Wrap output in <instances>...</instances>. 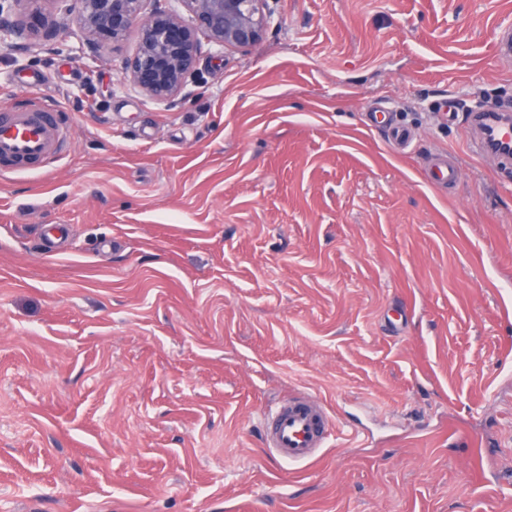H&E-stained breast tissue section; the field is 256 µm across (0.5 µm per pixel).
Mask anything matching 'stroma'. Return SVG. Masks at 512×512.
<instances>
[{
  "instance_id": "stroma-1",
  "label": "stroma",
  "mask_w": 512,
  "mask_h": 512,
  "mask_svg": "<svg viewBox=\"0 0 512 512\" xmlns=\"http://www.w3.org/2000/svg\"><path fill=\"white\" fill-rule=\"evenodd\" d=\"M272 8L173 105L123 78L137 30L92 58L77 0L19 9L68 25L0 45V109L55 99L70 145L0 173V512H512V165L468 148L512 0ZM298 391L334 421L305 467L263 446ZM428 179L434 185H454L458 179L457 166L447 156H434L428 161Z\"/></svg>"
}]
</instances>
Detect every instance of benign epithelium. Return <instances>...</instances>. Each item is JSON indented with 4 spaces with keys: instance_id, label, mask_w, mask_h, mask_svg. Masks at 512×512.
I'll use <instances>...</instances> for the list:
<instances>
[{
    "instance_id": "benign-epithelium-1",
    "label": "benign epithelium",
    "mask_w": 512,
    "mask_h": 512,
    "mask_svg": "<svg viewBox=\"0 0 512 512\" xmlns=\"http://www.w3.org/2000/svg\"><path fill=\"white\" fill-rule=\"evenodd\" d=\"M41 0H0V40L27 54L53 51L57 22L48 24L41 42L26 41L15 11L23 4L38 11ZM78 24L86 50L98 54L107 42L124 40L139 24L136 52L124 66V79L147 97L171 103L187 83L200 80L202 42L224 49H247L259 42L274 11L269 0H179L181 9L145 12L146 0H78Z\"/></svg>"
}]
</instances>
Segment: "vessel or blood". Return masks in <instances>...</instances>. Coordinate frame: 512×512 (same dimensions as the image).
<instances>
[{"mask_svg":"<svg viewBox=\"0 0 512 512\" xmlns=\"http://www.w3.org/2000/svg\"><path fill=\"white\" fill-rule=\"evenodd\" d=\"M68 141L58 109L52 105L23 107L0 113V169L26 171L59 155ZM502 147L498 158L512 160V122L480 113L471 152L486 156L491 143ZM428 179L435 185H452L458 179L455 163L437 155L428 162ZM264 446L283 462L301 464L316 460L327 447L334 423L317 399L298 394L264 414Z\"/></svg>","mask_w":512,"mask_h":512,"instance_id":"obj_1","label":"vessel or blood"}]
</instances>
